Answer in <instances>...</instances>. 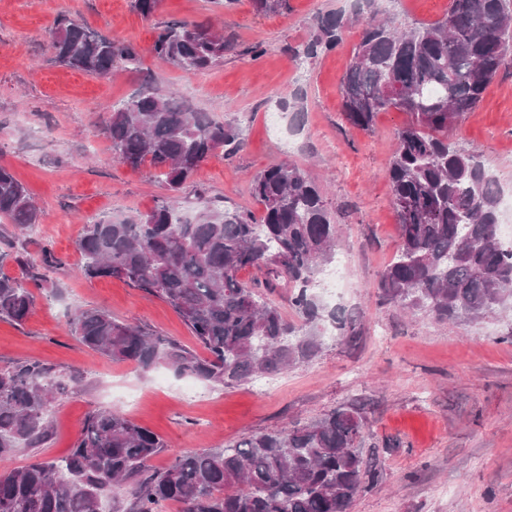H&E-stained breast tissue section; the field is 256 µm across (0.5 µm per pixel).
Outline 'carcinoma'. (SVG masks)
Here are the masks:
<instances>
[{"mask_svg": "<svg viewBox=\"0 0 512 512\" xmlns=\"http://www.w3.org/2000/svg\"><path fill=\"white\" fill-rule=\"evenodd\" d=\"M259 14L286 11L288 0H252ZM305 58L336 48L346 22L318 16ZM57 62L107 78L139 54L129 44L60 16L52 31ZM231 49L209 23L171 21L153 52L187 71L208 69ZM512 52V0H450L432 23L401 25L371 17L340 83L347 123L371 131L378 113L405 112L387 169L398 249L381 272V303L425 309L443 323L512 307V243L499 235L500 184L480 156L448 141V129L474 111ZM105 133L123 163L159 171L179 192L198 166L239 146L237 127L195 112L177 93L151 85L107 107ZM261 223L242 210L207 205L182 221L163 201L136 219L95 218L78 243L86 278H118L159 298L208 352L79 311L70 328L83 346L148 370L168 364L182 376L226 387L271 375L314 357L323 314L309 293L336 255L337 225L322 189L302 169L272 165L251 182ZM42 214L28 190L0 165V219L22 235ZM43 268L23 252L0 249V319L23 322L34 295L6 272L31 271L35 287L60 264L42 251ZM251 268L262 279L245 283ZM289 288L298 326L259 300L258 289ZM74 378L31 360L0 368V458L41 448L51 435V407ZM363 418L334 409L288 430L259 432L224 448L174 454L162 470L148 462L168 451L154 432L110 407L86 417L70 452L0 472V512H106L105 499L130 496L134 512H349L367 470L357 447Z\"/></svg>", "mask_w": 512, "mask_h": 512, "instance_id": "1", "label": "carcinoma"}]
</instances>
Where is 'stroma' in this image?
I'll return each mask as SVG.
<instances>
[{
	"mask_svg": "<svg viewBox=\"0 0 512 512\" xmlns=\"http://www.w3.org/2000/svg\"><path fill=\"white\" fill-rule=\"evenodd\" d=\"M377 10L399 22H433L448 0H401ZM333 12L348 22L340 45L313 59L298 49L315 32L314 18ZM136 47L139 67L97 78L53 60L50 31L59 16ZM207 22L232 49L222 63L187 71L158 58L152 44L171 20ZM364 16L354 0H289L282 14H257L251 0H160L142 16L133 0H0V165L28 189L43 214L21 239L0 224V248L15 245L33 259L50 247L61 266L22 324L0 320V367L37 359L76 376L52 408L53 431L43 448L0 459V472L31 457L53 459L72 448L87 415L122 411L163 438L167 453L221 448L249 435L287 429L340 407L360 408V452L369 478L350 512H512V320L494 309L448 325L422 311L381 304L380 273L398 244L386 172L406 113H379L372 131L351 128L339 85L360 39ZM263 49L252 57L253 46ZM176 90L198 112L239 129L231 156L203 162L179 194H171L149 165L122 163L104 127L106 105L145 81ZM299 96V117L279 100ZM448 138L480 154L512 191V56L480 105ZM281 162L327 185V207L339 228L338 281L312 285L327 312L322 348L308 361L235 387L184 377L163 364L142 370L80 345L69 322L98 309L121 322L198 350L195 337L164 301L116 279L78 274L77 243L90 218L126 219L160 201L192 214L215 204L261 216L251 180ZM350 331L339 336L333 317Z\"/></svg>",
	"mask_w": 512,
	"mask_h": 512,
	"instance_id": "35a3bbf8",
	"label": "stroma"
}]
</instances>
